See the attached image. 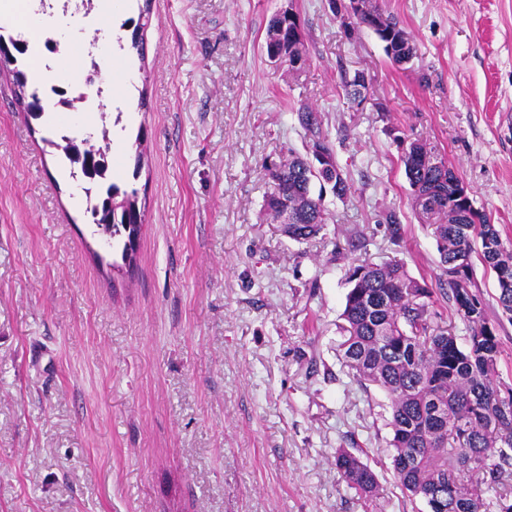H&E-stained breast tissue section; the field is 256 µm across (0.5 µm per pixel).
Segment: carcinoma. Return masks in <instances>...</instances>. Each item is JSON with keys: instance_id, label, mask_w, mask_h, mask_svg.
I'll use <instances>...</instances> for the list:
<instances>
[{"instance_id": "obj_1", "label": "carcinoma", "mask_w": 512, "mask_h": 512, "mask_svg": "<svg viewBox=\"0 0 512 512\" xmlns=\"http://www.w3.org/2000/svg\"><path fill=\"white\" fill-rule=\"evenodd\" d=\"M137 17L122 27L131 31L130 47L143 56L142 31L150 21L145 0ZM288 12L276 15L264 44L267 57L280 65L288 58ZM15 62L17 99L43 101L39 87L29 84L23 56L27 43L5 39ZM298 120L308 138L305 153L288 151V158L266 167L270 188L264 207L289 239L303 243L317 238L326 224L324 186L347 195L350 185L323 133L318 113L304 107ZM46 143L68 161L80 164L84 177L94 179L107 169L111 139L102 128L101 143L62 136ZM322 152L331 168L312 164ZM425 144L410 142L401 161L415 199L424 200L422 213L432 219L452 309L467 325L459 336L434 323L432 291L397 262L364 260L349 269V291L339 326L338 356L357 382L383 391L389 400L391 458L402 491L420 499L429 512H512V387L496 383L500 339L485 317L483 302L472 288V257L493 272L498 303L512 320V249L504 246L490 219L468 202L461 180L445 162L436 165ZM319 191H314V187ZM92 223L112 229V240L126 241L124 225H142L138 190L132 184L103 183L97 200L86 206ZM336 470L347 487L365 498L380 495L373 471L356 453L340 449Z\"/></svg>"}]
</instances>
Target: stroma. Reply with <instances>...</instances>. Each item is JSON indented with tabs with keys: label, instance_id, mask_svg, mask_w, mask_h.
<instances>
[{
	"label": "stroma",
	"instance_id": "1",
	"mask_svg": "<svg viewBox=\"0 0 512 512\" xmlns=\"http://www.w3.org/2000/svg\"><path fill=\"white\" fill-rule=\"evenodd\" d=\"M377 2L417 47L403 67L354 28L348 0H152L144 57L114 50L100 75L127 77L111 158L145 213L131 267L51 145L101 128L103 101L30 120L0 68V512H428L393 473L384 394L337 356L344 272L404 263L464 335L401 142L444 158L512 248V0ZM138 6L53 17L55 76L80 75L93 38L126 37ZM289 9L304 37L296 71L263 51ZM357 72L360 101L343 86ZM302 107L319 113L350 192L326 195L324 236L297 243L262 204L266 164L305 144ZM390 211L396 238L379 220ZM473 281L512 386V321L493 273L474 263ZM340 448L362 449L380 498L346 488Z\"/></svg>",
	"mask_w": 512,
	"mask_h": 512
}]
</instances>
